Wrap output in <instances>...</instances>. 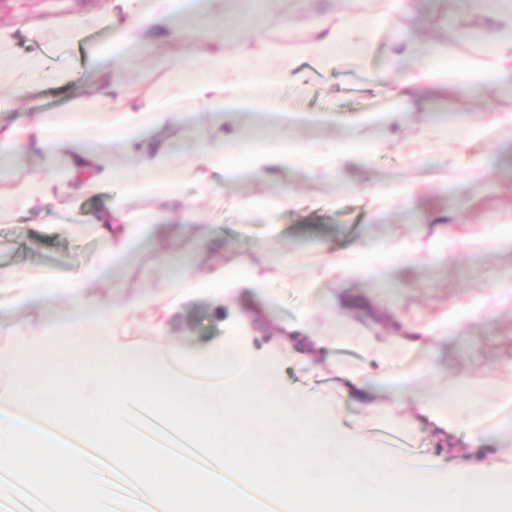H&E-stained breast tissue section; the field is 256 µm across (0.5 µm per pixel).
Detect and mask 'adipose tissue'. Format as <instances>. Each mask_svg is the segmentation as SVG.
<instances>
[{"label": "adipose tissue", "instance_id": "1", "mask_svg": "<svg viewBox=\"0 0 512 512\" xmlns=\"http://www.w3.org/2000/svg\"><path fill=\"white\" fill-rule=\"evenodd\" d=\"M131 17L118 42L102 47L99 62L130 53H148L156 40L178 32L196 31L209 45L203 59L186 57L162 61L163 69L175 68L183 78L154 84L138 109L113 103L109 94L83 99L76 111L40 112L25 126L0 129V179L11 165L34 152L47 157L65 156V170L56 176L32 173L16 184L10 200L0 201V212L36 213L48 205L93 186L122 181L126 192L156 193L178 202L183 175L168 167L170 157L181 153L170 128L181 123L182 113L172 111L173 98L199 99L209 104L197 113V121L212 126L224 123L223 108H244L257 114L275 110L274 98L261 96L287 77L284 68L267 66L277 47L261 51L225 52L224 17L213 0H124ZM379 10L348 18L343 24L315 23L314 36L304 54L324 67L340 63V49L364 52L375 32L385 28L406 0H381ZM499 25L483 30L498 65L484 70L471 61L449 66L448 80L465 96L481 94L487 82L512 77V6L497 9ZM211 77L192 80L198 64ZM44 80L52 79L43 59L18 63L7 29L0 28V86L16 83L20 71ZM134 156L139 178H118L112 164L114 151ZM202 165L195 173L200 187L217 182L267 178L297 168L305 152L302 144L264 140L253 145L218 137L197 145ZM180 223L167 213L150 215L126 212L113 199L101 215L97 230L104 243L98 259L67 279L20 276L0 283V314L29 306L43 312L38 336L5 358L12 381L0 401L78 435H93L109 448L114 467L129 472L138 497L125 512H140L142 497H161L169 512H249L244 488L258 491L263 500L277 503L279 512H505L512 499V468L493 476L468 468L452 479L430 472L413 473L388 456H371L366 448L340 432L317 404L301 398H284L272 376L269 358L253 353L238 339L213 346L209 364L228 368L247 363L248 372L234 385L204 394L184 382L174 381L165 365L180 352L157 324L148 353L137 354L114 347L109 338L114 325L130 310L152 306L149 296H138L125 306L94 305L85 297L91 285L110 283L123 287L121 270L134 254L148 249L168 270L167 286L178 295L203 290L216 303L235 295L239 287L271 299L267 277L258 274L244 258L218 260L215 239L201 232L192 208L183 207ZM191 238L188 256L171 253L168 242ZM422 413L441 424H464L483 419L490 407L469 386L441 388L418 397ZM134 406L151 407L162 420L195 440L219 458L230 473L224 486H216L206 473L189 471L147 453L128 426ZM279 434L280 455L270 456L257 436L267 427ZM334 449L326 457V449ZM0 462L8 464L21 482L44 499L79 508L95 500L99 487L86 466L70 459L44 433L32 431L22 421L0 424Z\"/></svg>", "mask_w": 512, "mask_h": 512}]
</instances>
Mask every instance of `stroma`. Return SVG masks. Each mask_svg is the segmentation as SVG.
I'll list each match as a JSON object with an SVG mask.
<instances>
[{
    "label": "stroma",
    "mask_w": 512,
    "mask_h": 512,
    "mask_svg": "<svg viewBox=\"0 0 512 512\" xmlns=\"http://www.w3.org/2000/svg\"><path fill=\"white\" fill-rule=\"evenodd\" d=\"M105 8L117 25L90 26L77 46L54 45L53 24ZM360 11L358 0H316L303 13L294 12L291 0H279L276 10L262 18L249 14L228 21L225 51L277 44L281 62L294 64L277 90L283 111L317 116L320 124L294 132L309 148L301 170L244 184L221 183L207 193L188 180L182 194L225 257L244 255L266 266L275 288L269 315L288 322L293 333L287 353H280L276 335L254 331L241 317L238 299L218 306L199 293L169 319L172 339L184 353L170 371L185 379L187 366L204 363L214 341L245 335L257 350L279 352L274 367L281 392L321 402L337 427L363 447L377 448L379 431L390 430L403 435L409 455L428 459L439 476L470 466L492 472L512 465V405L472 428H445L422 415L415 399L461 380L488 398L512 383V237L506 234L512 228V126L467 138L460 149L432 124L436 112L459 128L512 106V84L490 85L477 97L425 88L408 108L389 96L407 68L401 53L409 41L420 60L434 45L453 61L492 64L478 43L457 37L462 28L489 27L491 16L455 13L451 0H410L409 9L396 13L375 35L367 54L339 66L323 68L301 59L314 21L333 25ZM284 12L291 15L286 27L280 23ZM126 21L121 0H7L0 5V27L10 28L17 58L44 55L50 65L75 77L64 85L34 83L21 92L0 87V127L32 121L39 111L75 109L81 99L106 89L125 106L137 107L141 80L155 58L200 57L206 51L192 31L161 39L152 53L123 57L118 66L126 83L107 87L96 52L118 36ZM371 112H391L395 119L383 128L367 121ZM351 132L369 146V155L326 174L319 149L340 145ZM394 186L400 192L387 198L381 213L368 210L370 193ZM286 191L293 204L273 212L245 214L232 204L236 197L273 201ZM113 196L112 188H92L64 205L0 222V280L9 281L23 269L63 279L95 260L101 241L87 227ZM270 223L279 224L278 235H267ZM376 240L401 245L408 261L391 260L376 272L313 282L311 290H302L318 263ZM166 279V270L146 252L126 271L123 291L113 294L97 285L88 294L120 304L135 293L162 295ZM340 312L349 319L352 342L315 348L312 337L334 329ZM361 336L381 343L424 336L428 342L381 366L360 348ZM358 369L365 370L371 386L364 396L355 394L349 377ZM406 377L412 380L409 395H396L395 386Z\"/></svg>",
    "instance_id": "stroma-1"
}]
</instances>
